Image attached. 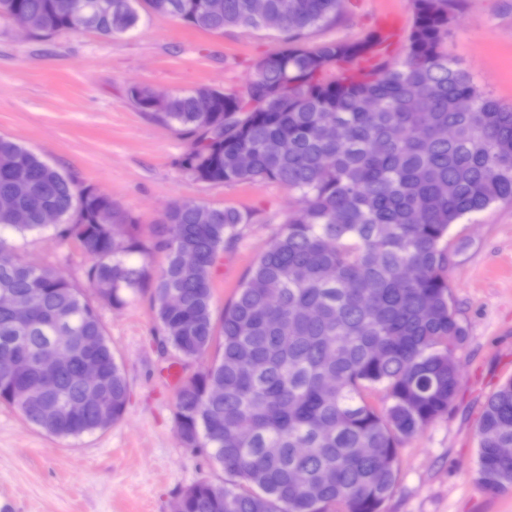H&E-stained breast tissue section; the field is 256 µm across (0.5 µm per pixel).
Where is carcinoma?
<instances>
[{
  "label": "carcinoma",
  "instance_id": "cac0c4a2",
  "mask_svg": "<svg viewBox=\"0 0 512 512\" xmlns=\"http://www.w3.org/2000/svg\"><path fill=\"white\" fill-rule=\"evenodd\" d=\"M142 2L209 33L277 20L283 46L242 91L199 86L157 107L137 85L128 98L187 142L179 165L195 180L276 182L298 193L299 206L217 317L211 267L247 215L175 204L145 240L108 195L0 136V196L16 205L0 213V228L24 236L49 227L75 241L92 259L85 276L96 295L20 260L0 237V402L57 439L116 423L128 382L98 304L148 291L163 347L185 360L217 351L179 386L176 428L184 447L208 449L227 482L185 490L182 512H381L401 445L448 413L457 393L467 332L448 281V231L512 202V108L444 51L451 0H410L401 60L380 53L376 30L308 45L310 30L340 17V0H265L262 12L255 0H112V17L92 29L133 30ZM13 10L38 39L82 29L71 0H0L1 19ZM35 199L59 223H39ZM154 252L164 255L158 270L145 260ZM171 293L180 308L169 307ZM59 336L70 337L73 359L45 376L34 357ZM90 353L103 365L101 402L73 414ZM508 447L512 378L487 398L477 433V473L491 493L512 487V457L498 454Z\"/></svg>",
  "mask_w": 512,
  "mask_h": 512
}]
</instances>
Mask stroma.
Returning <instances> with one entry per match:
<instances>
[{
  "mask_svg": "<svg viewBox=\"0 0 512 512\" xmlns=\"http://www.w3.org/2000/svg\"><path fill=\"white\" fill-rule=\"evenodd\" d=\"M342 18L310 43L353 40L396 17L410 29L409 0H342ZM267 31L208 33L153 15L133 32H63L40 41L0 19V136L45 155L79 183L109 195L142 234L177 202L232 206L249 214L235 242L211 268L214 306L223 310L251 262L299 203L274 183L208 184L178 165L187 143L128 99L133 85L160 92L200 85L242 90L257 63L277 51ZM444 48L479 88L512 106V0H455ZM448 280L467 329L457 352L460 383L446 415L405 441L396 485L382 512H512V491L487 492L477 475V430L488 396L512 378V204H498L449 234ZM27 261L85 285L90 257L52 232L18 241ZM123 363L129 398L111 427L60 440L0 405V512H172L200 481L221 484L223 470L183 447L175 391L160 377L177 363L158 345L149 297L101 308Z\"/></svg>",
  "mask_w": 512,
  "mask_h": 512,
  "instance_id": "stroma-1",
  "label": "stroma"
}]
</instances>
